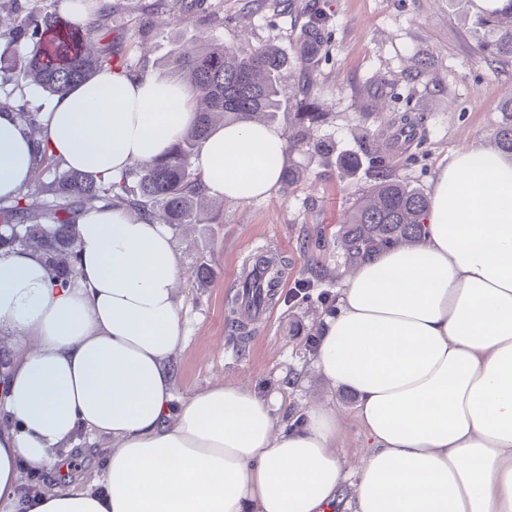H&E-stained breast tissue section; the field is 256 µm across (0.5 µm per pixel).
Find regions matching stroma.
Segmentation results:
<instances>
[{
  "mask_svg": "<svg viewBox=\"0 0 512 512\" xmlns=\"http://www.w3.org/2000/svg\"><path fill=\"white\" fill-rule=\"evenodd\" d=\"M114 2L107 40L133 66L168 75L169 56L213 38L240 48L271 45L290 57L275 127L288 132L305 101L322 112L308 144L287 154L299 180L245 204L209 200L203 223L173 231L187 336L174 363L175 394L185 398L225 379L249 384L289 419L312 400L340 408L349 420L338 446L358 466L366 450L356 397L315 372L309 343L349 272L341 228L373 188L379 163L427 192L457 149L492 145L512 96V59L491 62L479 51L485 34L471 0H203L202 10L182 18L164 7L148 11L150 0ZM217 17L222 26H214ZM315 20L321 45L296 64V44ZM15 26L14 14L0 10V108L23 100L46 111L51 95L17 75L30 42ZM404 115L419 129L408 144L396 139ZM343 155L357 157L358 167L341 168ZM262 244L277 255L281 280L266 321L240 342L234 280ZM111 445L110 437L85 433L59 449L69 472L63 488L92 486Z\"/></svg>",
  "mask_w": 512,
  "mask_h": 512,
  "instance_id": "stroma-1",
  "label": "stroma"
}]
</instances>
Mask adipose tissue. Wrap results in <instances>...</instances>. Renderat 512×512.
<instances>
[{
	"label": "adipose tissue",
	"mask_w": 512,
	"mask_h": 512,
	"mask_svg": "<svg viewBox=\"0 0 512 512\" xmlns=\"http://www.w3.org/2000/svg\"><path fill=\"white\" fill-rule=\"evenodd\" d=\"M193 93L160 75L104 70L41 117L64 167L120 179L193 126ZM287 141L261 123L217 127L196 160L206 194H271ZM40 154L0 112V199ZM75 271L0 249V503L20 461L52 462L82 432L110 436L99 486L40 491L28 512H512V153L462 148L438 173L412 246H388L344 282L314 353L356 396L368 451L349 470L342 412L313 402L280 422L249 385L215 381L176 401L185 342L179 257L166 225L126 206L78 220Z\"/></svg>",
	"instance_id": "ef3b65f1"
}]
</instances>
